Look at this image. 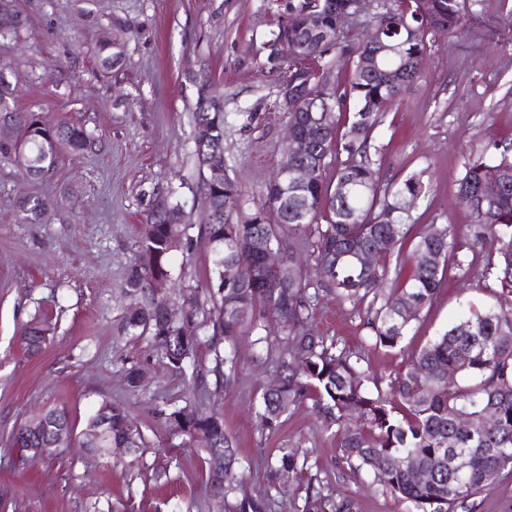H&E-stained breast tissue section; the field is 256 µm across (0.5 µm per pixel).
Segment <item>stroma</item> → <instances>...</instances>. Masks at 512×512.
Masks as SVG:
<instances>
[{"mask_svg": "<svg viewBox=\"0 0 512 512\" xmlns=\"http://www.w3.org/2000/svg\"><path fill=\"white\" fill-rule=\"evenodd\" d=\"M27 16L21 41L8 56L18 74L21 109L46 118H85L97 137L84 154H63L43 181L0 167V512H90L131 501V512H173L202 498L207 466L200 448L171 434L154 413L168 398L182 397L178 373L145 343L120 337L129 303L123 286L138 259L141 221L153 189L168 192L193 223L171 261L178 285L206 287L210 245L201 235L202 177L194 155L192 115L196 86L189 72L206 69L224 100V156L241 186L242 214L258 203V190L273 175L287 136L288 117L278 78L264 65L262 44L273 16L267 0H18ZM466 23L437 35L426 83L392 106L372 135L379 184L387 188L420 175L425 190L411 214L415 233L448 225L467 268L457 274L410 326L401 349L365 350L374 374L399 367L468 309L495 305L482 276L485 251L469 244L467 211L457 199L472 148L488 139L512 141V0H467ZM132 28L123 63L103 69L94 46L113 25ZM64 194L46 224L21 223L15 208L27 195ZM365 305L320 290L313 325L322 334L357 346L367 333ZM48 320L55 332L42 352L27 354L20 336L30 321ZM238 385L212 400L214 410L244 456L261 461L276 449L308 448L312 469L353 495L359 512H406L407 506L364 473L339 461L333 432L310 406L289 413L279 432L262 436L253 405L273 384L270 365L254 361L243 338ZM137 361L151 370L146 394L126 390L123 368ZM127 404L151 448L173 450L169 478L151 470L124 476L111 456L80 446L54 459L10 467L14 426L43 409L67 408L83 428L101 399ZM456 512H512V472L484 487Z\"/></svg>", "mask_w": 512, "mask_h": 512, "instance_id": "1", "label": "stroma"}]
</instances>
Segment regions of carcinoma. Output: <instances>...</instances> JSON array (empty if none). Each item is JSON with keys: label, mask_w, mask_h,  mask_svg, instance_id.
I'll return each mask as SVG.
<instances>
[{"label": "carcinoma", "mask_w": 512, "mask_h": 512, "mask_svg": "<svg viewBox=\"0 0 512 512\" xmlns=\"http://www.w3.org/2000/svg\"><path fill=\"white\" fill-rule=\"evenodd\" d=\"M276 28L264 46L286 40L296 47L286 61L265 50L271 73L284 82L304 85L312 95L327 98L311 102L312 112H294L288 118L309 125L312 154L318 165L315 180L299 187L270 181L259 192V205L244 220L234 216L242 205V189L228 173L224 158V100L210 91V77L202 71L191 76L197 86L193 112L194 152L203 179L200 229L210 245L209 288L212 310L205 312L196 288H181V303L170 301V255L187 240L191 219L168 198L155 193L143 219L138 240L140 261L128 273L124 292L130 300L122 317V334L143 341L159 360L205 390L214 377L213 393L229 391L242 369L238 352L247 336L274 363L277 383L268 387L256 408L262 435L275 434L288 412L312 402V409L328 429L336 428L339 460L354 471L372 476L387 493L407 504V512H455L490 482L489 474L512 471V142L491 141L472 152L458 180V199L470 217L474 242L487 248L485 274L497 288V305L462 318L434 340L408 354L403 367L386 376H372L361 357L329 336L311 328L319 289H311L303 260L294 241L304 239L312 253L319 285L353 304L368 303L365 326L376 348L401 347L411 321L452 279L464 270L457 243L448 226L435 233L411 237L410 211L423 193L421 179L412 175L388 190H380L370 149L381 117L426 78L430 37L454 33L465 23L462 0H384L374 17L372 31L354 44L345 40V27L356 11V0H271ZM320 18L330 41L307 31V16ZM26 16L16 0H0V42L20 39ZM129 27L103 32L97 56L105 69L122 62ZM373 55L379 68L361 66ZM349 64L350 78L333 80L335 67ZM10 60L0 59V122L14 127L10 138L0 137V164L33 181L45 179L61 152L81 154L92 149L96 137L80 121L56 125L39 113L21 111L13 97ZM330 106L334 111L327 112ZM336 128V139L326 140L318 118ZM336 172V184L326 170ZM58 202L41 195L18 199L23 224H46ZM282 213L280 224L264 223L268 209ZM180 215L172 222L168 213ZM279 250L284 271L260 281L230 282L225 265H240L247 273L263 267L265 250ZM358 249L373 250L369 267L353 258ZM441 255L436 265L425 262ZM400 287L386 294L382 285L390 273L401 276ZM163 279L167 290L159 294L152 282ZM379 307H374L375 302ZM288 315V328L280 317ZM205 335L200 336L197 330ZM50 327L30 324L21 335L29 353L49 341ZM208 345L212 365L197 359L199 347ZM455 373L448 383V372ZM130 391L149 383L148 369L137 362L125 367ZM496 408L497 419L485 423V411ZM109 409L107 437L88 447L107 454L109 448H129L130 454L113 461L125 472L145 467L148 442L128 408L101 400ZM164 427L185 436L206 453L205 501L217 499L223 512H278L281 499L292 496L296 512H358L354 497L310 473L305 448H279L274 460L248 488L251 463L240 456L224 422L214 412H196L189 406L162 402L156 409ZM47 427L32 432L26 423L15 426L9 443L18 449L12 466L36 460L32 448L57 454L54 431L72 426L67 410L40 412ZM429 475L425 481L414 472ZM302 476L290 489L281 475Z\"/></svg>", "instance_id": "cac0c4a2"}]
</instances>
